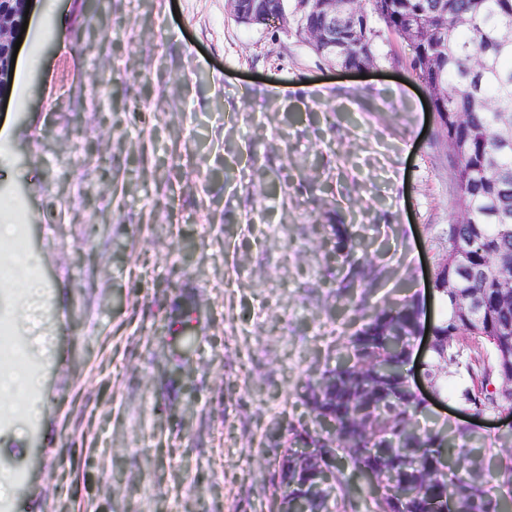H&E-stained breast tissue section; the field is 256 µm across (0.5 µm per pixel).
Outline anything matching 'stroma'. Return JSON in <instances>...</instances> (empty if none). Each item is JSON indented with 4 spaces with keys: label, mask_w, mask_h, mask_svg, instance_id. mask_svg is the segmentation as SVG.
<instances>
[{
    "label": "stroma",
    "mask_w": 512,
    "mask_h": 512,
    "mask_svg": "<svg viewBox=\"0 0 512 512\" xmlns=\"http://www.w3.org/2000/svg\"><path fill=\"white\" fill-rule=\"evenodd\" d=\"M102 8L32 0L18 57L40 65L0 95V221L46 288L16 325L51 352L39 415L0 430L26 478L0 488L14 512H271L307 383L448 246V138L387 30L362 79L228 0ZM317 224L368 253L337 260ZM475 424L512 464V429Z\"/></svg>",
    "instance_id": "1"
}]
</instances>
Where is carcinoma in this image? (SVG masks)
Listing matches in <instances>:
<instances>
[{
    "label": "carcinoma",
    "instance_id": "obj_1",
    "mask_svg": "<svg viewBox=\"0 0 512 512\" xmlns=\"http://www.w3.org/2000/svg\"><path fill=\"white\" fill-rule=\"evenodd\" d=\"M506 0H425L427 13L409 29L372 0L376 21L411 52L416 79L435 94L436 117L448 113V141L459 216L448 225V257L467 255L466 276L443 280L438 262L433 287L445 303L434 323V346L423 374L440 396L477 416L512 415V311L499 309L512 289V7ZM377 32L352 44L351 62L377 60ZM333 254L347 262L356 244L339 228ZM419 305L375 308L348 336L336 366L307 384L311 425L287 429L275 492L276 512L297 503L303 512H338L340 460L367 480H396L410 495L372 498V512H500L483 461L464 428L420 427L426 404L408 384Z\"/></svg>",
    "mask_w": 512,
    "mask_h": 512
}]
</instances>
